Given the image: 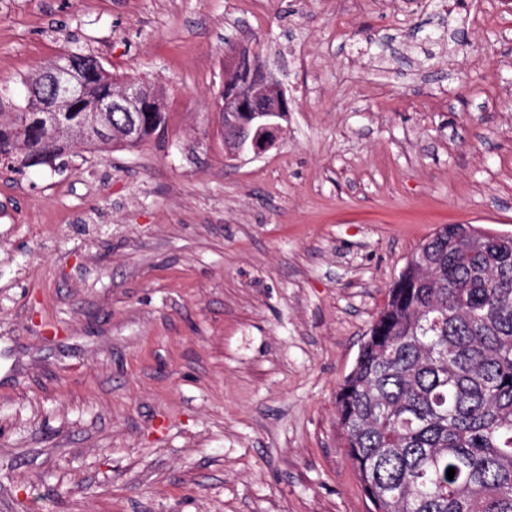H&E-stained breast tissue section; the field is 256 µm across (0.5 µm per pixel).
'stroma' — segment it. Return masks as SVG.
<instances>
[{
	"label": "stroma",
	"mask_w": 512,
	"mask_h": 512,
	"mask_svg": "<svg viewBox=\"0 0 512 512\" xmlns=\"http://www.w3.org/2000/svg\"><path fill=\"white\" fill-rule=\"evenodd\" d=\"M236 41L293 107L232 159ZM68 52L166 123L0 167V512H371L336 393L441 225L512 234V0H10L0 112Z\"/></svg>",
	"instance_id": "35a3bbf8"
}]
</instances>
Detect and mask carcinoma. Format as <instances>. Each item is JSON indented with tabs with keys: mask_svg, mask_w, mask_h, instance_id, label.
Returning <instances> with one entry per match:
<instances>
[{
	"mask_svg": "<svg viewBox=\"0 0 512 512\" xmlns=\"http://www.w3.org/2000/svg\"><path fill=\"white\" fill-rule=\"evenodd\" d=\"M119 79L82 72V99ZM47 100L0 112V159L48 165L59 152L26 122ZM445 224L414 254L336 394L344 448L374 512H512V239ZM454 468L453 479L447 478Z\"/></svg>",
	"mask_w": 512,
	"mask_h": 512,
	"instance_id": "carcinoma-1",
	"label": "carcinoma"
}]
</instances>
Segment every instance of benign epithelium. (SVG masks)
I'll list each match as a JSON object with an SVG mask.
<instances>
[{
	"instance_id": "obj_1",
	"label": "benign epithelium",
	"mask_w": 512,
	"mask_h": 512,
	"mask_svg": "<svg viewBox=\"0 0 512 512\" xmlns=\"http://www.w3.org/2000/svg\"><path fill=\"white\" fill-rule=\"evenodd\" d=\"M226 61L225 75L236 77L237 82L218 105L224 145L233 156L262 154L278 143L281 120L291 111V100L282 82L253 49L235 44ZM76 66V60L56 62L41 71L49 78L50 94L47 103L40 105L44 128L38 135L49 141L66 136L84 142L110 135L125 144L136 142L142 130L141 113L161 111L157 95L128 80L112 97L84 109L75 98L72 68Z\"/></svg>"
}]
</instances>
